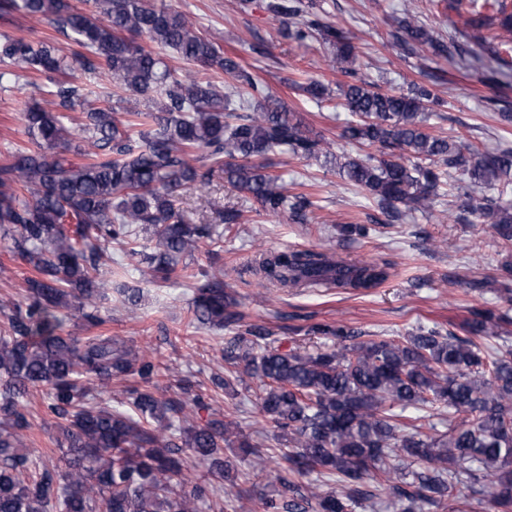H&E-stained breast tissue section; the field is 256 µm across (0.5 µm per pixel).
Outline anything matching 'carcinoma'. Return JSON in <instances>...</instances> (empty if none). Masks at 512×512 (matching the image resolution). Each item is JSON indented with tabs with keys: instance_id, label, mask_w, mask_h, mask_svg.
I'll list each match as a JSON object with an SVG mask.
<instances>
[{
	"instance_id": "carcinoma-1",
	"label": "carcinoma",
	"mask_w": 512,
	"mask_h": 512,
	"mask_svg": "<svg viewBox=\"0 0 512 512\" xmlns=\"http://www.w3.org/2000/svg\"><path fill=\"white\" fill-rule=\"evenodd\" d=\"M463 18L467 44L434 36L404 19L392 39L412 51L501 65L512 53V0H430ZM92 8L64 0H0V13L22 12L48 19L84 49L71 58L48 42L0 35V86L34 75L47 79L39 90L66 107L89 105L86 122L74 131L55 112L38 104L23 113L28 145L0 165V236L28 264V303L0 324V512H224V499L240 496V472L224 458L238 448L254 469L266 468L270 449L243 433L234 420L198 419L210 403L189 377L160 383L166 366L110 336L64 333L68 316L91 326L104 323L99 300L114 274L112 242L129 245L127 256L142 257L151 275L168 279L185 257L224 243L214 224H192L176 207L194 186L216 178L250 196L268 216L303 215L312 202L288 194L268 172L271 154L336 167L345 181L363 190L383 213L398 219L408 211L436 212L440 189L454 187L461 204L453 221L474 217L512 244V204L502 201L512 187V149L482 153L464 139L426 131L437 96L426 85L382 92L358 77L359 56L339 24L303 20L317 4L269 0L268 10L295 22L296 39L315 40L330 52L332 69L350 78L338 86L351 112L342 138L375 148L377 154L333 156V145L313 134L234 56L200 37L186 14L151 0H91ZM147 38L150 45L140 42ZM167 47L203 70H218L224 87L195 73L175 74L153 47ZM112 73L125 90L161 96L146 112L121 114L105 103L93 106L72 70ZM302 91L317 105L330 94L310 81ZM155 238L144 251L139 232ZM367 224H342L343 240L370 235ZM395 267L392 261L354 263L327 250L269 251L252 268L260 282L282 288L317 285L368 291ZM220 267L201 272L189 305L190 324L233 331L224 341V377L215 382L224 396L256 384L258 414L287 445L285 474L274 496L260 497L264 512H352L388 491L398 512L439 507L450 496V479L464 473L495 512H512V347L506 344L512 316L481 309L459 336L419 327L405 336L356 341L345 325L317 324L314 334L333 344L314 351L282 350L269 331L245 322L239 302L226 288ZM512 302V261L497 275L473 280ZM123 302L136 305L143 291L115 286ZM504 344L489 352L482 342ZM129 385V408L100 401L112 380ZM41 391L46 412L62 430L67 452L58 471L29 472L25 448L31 424L25 400ZM439 404L448 413L442 431H422L406 415ZM206 464L220 484L189 483L183 471ZM411 472L405 480L403 470ZM316 474L323 483L310 480Z\"/></svg>"
}]
</instances>
